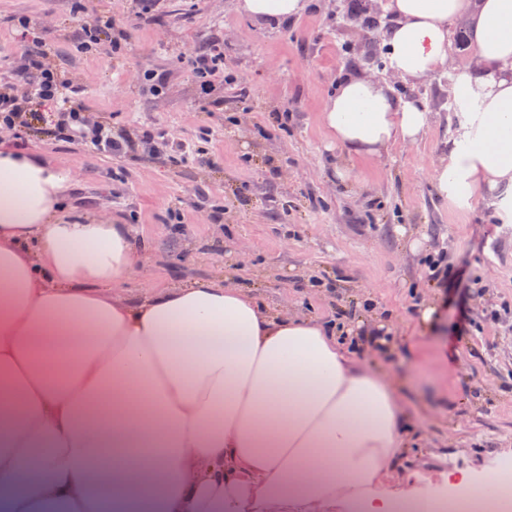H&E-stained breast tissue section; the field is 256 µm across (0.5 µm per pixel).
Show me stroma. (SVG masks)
I'll list each match as a JSON object with an SVG mask.
<instances>
[{
    "label": "stroma",
    "mask_w": 512,
    "mask_h": 512,
    "mask_svg": "<svg viewBox=\"0 0 512 512\" xmlns=\"http://www.w3.org/2000/svg\"><path fill=\"white\" fill-rule=\"evenodd\" d=\"M236 0H0V82H15L33 37L51 44L63 81L90 123L130 141L112 156L57 135L49 104L25 130L21 148L44 152L76 181L66 201L127 224L145 256L126 283L166 285L220 278L252 289L273 308L297 304L325 321L363 318V293L387 311L390 347L363 360L396 378L410 416L411 451L422 472L495 460L512 448V225L480 201L458 208L434 186L456 116L451 83L439 71L402 82L367 64L349 66L373 41L345 21L336 0H310L280 23L241 14ZM104 20L125 32L121 51L90 55L75 44L82 26ZM224 56L236 89L216 78L199 96L186 64L193 52ZM167 71L154 93L145 71ZM360 73L390 82L397 97L429 112L417 142L373 158L333 143L320 112L340 78ZM287 113V125L276 116ZM155 131L154 144L141 141ZM205 142L194 161L172 145ZM220 208L221 222L210 219ZM422 238L409 250L408 236ZM444 256L449 286L425 260ZM435 302L434 325L418 322Z\"/></svg>",
    "instance_id": "35a3bbf8"
}]
</instances>
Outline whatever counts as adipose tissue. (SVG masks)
I'll use <instances>...</instances> for the list:
<instances>
[{
    "label": "adipose tissue",
    "mask_w": 512,
    "mask_h": 512,
    "mask_svg": "<svg viewBox=\"0 0 512 512\" xmlns=\"http://www.w3.org/2000/svg\"><path fill=\"white\" fill-rule=\"evenodd\" d=\"M385 68L451 69L461 108L438 194L512 224V0H384ZM471 34L448 65V25ZM321 121L349 154L411 144L429 114L348 76ZM71 170L0 137V512H393L489 498L498 470L405 477L408 416L347 327L215 279L129 295L128 225L65 201Z\"/></svg>",
    "instance_id": "1"
}]
</instances>
